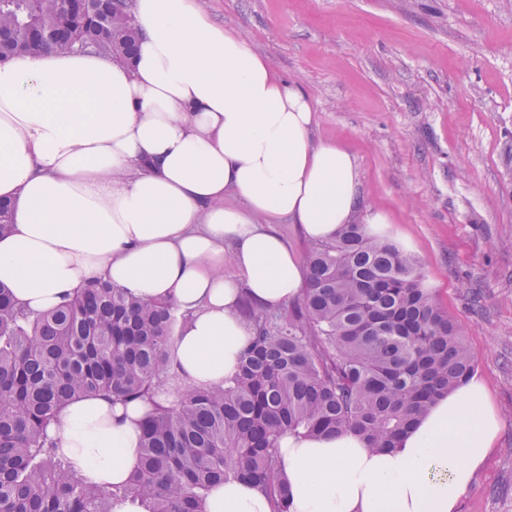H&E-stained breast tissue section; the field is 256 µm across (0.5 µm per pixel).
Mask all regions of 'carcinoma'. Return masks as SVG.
Instances as JSON below:
<instances>
[{"label":"carcinoma","instance_id":"obj_1","mask_svg":"<svg viewBox=\"0 0 512 512\" xmlns=\"http://www.w3.org/2000/svg\"><path fill=\"white\" fill-rule=\"evenodd\" d=\"M98 0H0V62L84 50L130 61L132 10ZM303 294L286 309L241 311L253 331L226 386H177L171 304L98 281L35 313L0 285V512H205L216 481L248 480L289 512L277 448L287 433L355 432L392 448L441 396L466 383L475 356L425 288L418 261L366 224L309 247ZM151 405L130 479L99 488L72 470L47 433L73 399Z\"/></svg>","mask_w":512,"mask_h":512}]
</instances>
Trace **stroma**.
I'll return each instance as SVG.
<instances>
[{
    "mask_svg": "<svg viewBox=\"0 0 512 512\" xmlns=\"http://www.w3.org/2000/svg\"><path fill=\"white\" fill-rule=\"evenodd\" d=\"M354 155L502 414L458 512H512V0H202Z\"/></svg>",
    "mask_w": 512,
    "mask_h": 512,
    "instance_id": "obj_1",
    "label": "stroma"
}]
</instances>
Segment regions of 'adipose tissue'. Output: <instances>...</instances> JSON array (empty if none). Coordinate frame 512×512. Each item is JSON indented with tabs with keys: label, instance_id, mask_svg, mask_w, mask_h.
Segmentation results:
<instances>
[{
	"label": "adipose tissue",
	"instance_id": "1",
	"mask_svg": "<svg viewBox=\"0 0 512 512\" xmlns=\"http://www.w3.org/2000/svg\"><path fill=\"white\" fill-rule=\"evenodd\" d=\"M132 64L49 52L0 64V283L46 312L105 280L188 318L169 349L184 383L231 379L252 341L242 295L274 310L306 270L270 225L313 239L361 218L358 170L338 143H314L308 95L278 77L199 0H136ZM243 204L228 207L225 194ZM232 264L235 276L224 274ZM146 405L88 395L49 434L72 469L108 487L138 462ZM500 415L478 381L451 391L395 447L355 434L285 436L278 449L290 512H458L494 447ZM206 512H273L258 487L229 481Z\"/></svg>",
	"mask_w": 512,
	"mask_h": 512
}]
</instances>
